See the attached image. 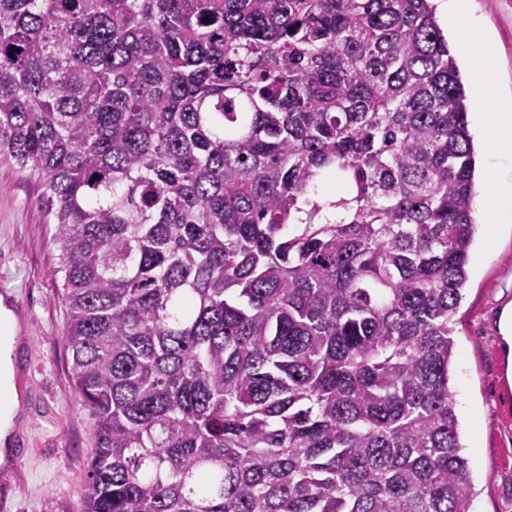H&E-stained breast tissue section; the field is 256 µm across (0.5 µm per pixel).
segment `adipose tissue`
Segmentation results:
<instances>
[{
  "mask_svg": "<svg viewBox=\"0 0 512 512\" xmlns=\"http://www.w3.org/2000/svg\"><path fill=\"white\" fill-rule=\"evenodd\" d=\"M444 17L460 30L459 46L473 63L472 81L482 98L494 101V111L485 113L483 131L491 158H512V101L495 98L494 53L479 21L469 10V0H437ZM12 342L0 341V434H9L20 412L18 394L12 383Z\"/></svg>",
  "mask_w": 512,
  "mask_h": 512,
  "instance_id": "ef3b65f1",
  "label": "adipose tissue"
}]
</instances>
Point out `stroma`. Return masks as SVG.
Returning a JSON list of instances; mask_svg holds the SVG:
<instances>
[{
  "mask_svg": "<svg viewBox=\"0 0 512 512\" xmlns=\"http://www.w3.org/2000/svg\"><path fill=\"white\" fill-rule=\"evenodd\" d=\"M495 46L499 96L512 98V0H471ZM41 178L0 163V289L16 295L28 320L29 389L22 402L35 416L24 434L30 450L13 479L12 512H81L92 420L76 392L63 338L69 310L62 299L56 226ZM512 305V221L478 223L469 279L454 317L455 394L460 442L469 458L470 512H512V378L498 330Z\"/></svg>",
  "mask_w": 512,
  "mask_h": 512,
  "instance_id": "stroma-1",
  "label": "stroma"
}]
</instances>
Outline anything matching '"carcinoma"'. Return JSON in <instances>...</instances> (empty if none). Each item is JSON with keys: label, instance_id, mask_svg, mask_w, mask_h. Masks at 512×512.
<instances>
[{"label": "carcinoma", "instance_id": "1", "mask_svg": "<svg viewBox=\"0 0 512 512\" xmlns=\"http://www.w3.org/2000/svg\"><path fill=\"white\" fill-rule=\"evenodd\" d=\"M468 113L430 0H0V162L57 224L82 512H469Z\"/></svg>", "mask_w": 512, "mask_h": 512}]
</instances>
